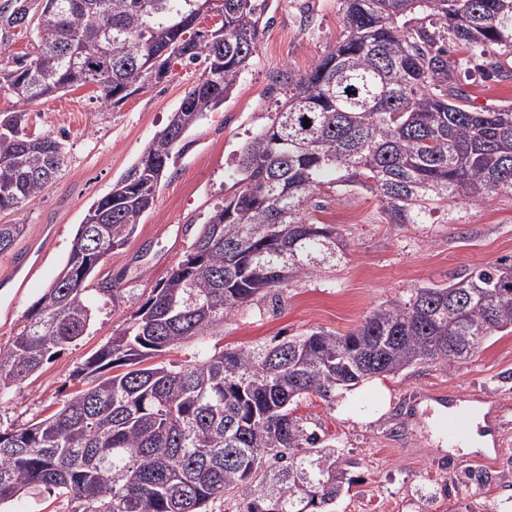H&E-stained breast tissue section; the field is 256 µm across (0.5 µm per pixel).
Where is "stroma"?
Here are the masks:
<instances>
[{
	"label": "stroma",
	"mask_w": 512,
	"mask_h": 512,
	"mask_svg": "<svg viewBox=\"0 0 512 512\" xmlns=\"http://www.w3.org/2000/svg\"><path fill=\"white\" fill-rule=\"evenodd\" d=\"M261 21L257 55L234 92L188 132L189 145L171 161L152 212L91 278V288L110 284L115 296H97L88 333L0 397V429L40 420L75 391L73 372L132 320L190 246L193 226L231 186L243 145L285 98L283 76L310 69L328 43L344 34L338 0H264ZM201 70L198 64L174 66L163 81L114 108L91 85L30 105L32 133H66L68 163L33 204L0 214V224L26 227L0 253V273L22 252H38L26 287L0 288V305L9 309L0 314L1 347L10 345L63 268L87 209L139 159ZM459 82L477 108L512 105V76L463 74ZM315 198L311 217L342 230L348 243L344 258L290 283L279 305L261 301L226 318L223 328L206 337L209 349L268 345L317 327L345 334L374 308L411 289L450 282L461 269L512 255L510 192L486 202L451 201L426 223L400 225L387 223L376 196L359 188L322 186ZM380 383L389 394L384 405L367 381L335 405L309 396L294 410L304 427L332 439L352 463L353 483L334 512H512V333L490 337L468 364L420 365L381 377ZM445 392L454 402L489 408L487 421L500 448L490 454L495 467L480 487L465 482L479 463L477 452L449 444L433 425L431 408L410 407L413 395Z\"/></svg>",
	"instance_id": "1"
}]
</instances>
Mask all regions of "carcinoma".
<instances>
[{"label":"carcinoma","mask_w":512,"mask_h":512,"mask_svg":"<svg viewBox=\"0 0 512 512\" xmlns=\"http://www.w3.org/2000/svg\"><path fill=\"white\" fill-rule=\"evenodd\" d=\"M26 0L0 4V30L34 27L30 59L0 72L22 105L94 85L118 105L171 64H205L168 124L94 202L65 265L0 348V395L81 339L100 258L124 245L155 202L186 133L220 107L259 47L257 0H222L223 20L194 24L199 0ZM345 38L288 92L238 155L237 178L167 279L134 318L75 371L79 386L47 418L0 430V506L44 487L69 512H211L226 490L240 512H330L350 484L329 440L291 416L315 395L333 404L376 375L454 367L512 331V262L465 268L373 310L353 331L309 330L275 345L163 356L204 340L240 308L277 298L347 247L310 221L325 184L375 194L389 224H424L449 200L512 192V106L477 109L457 87L473 59L512 49V0H340ZM459 58L448 60V44ZM29 113H0V212L33 203L58 177L66 135L29 132ZM309 125H304V122ZM25 225L0 224V253Z\"/></svg>","instance_id":"obj_1"}]
</instances>
